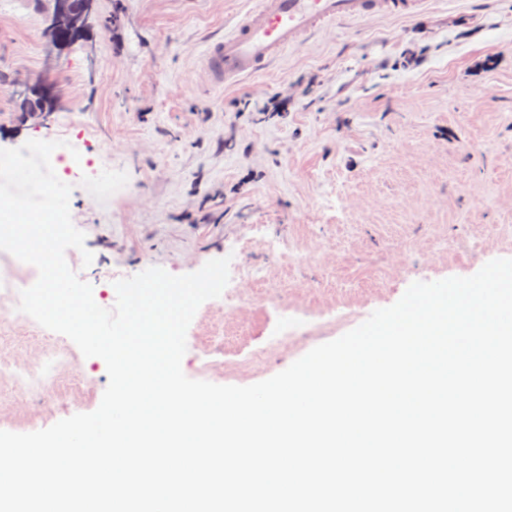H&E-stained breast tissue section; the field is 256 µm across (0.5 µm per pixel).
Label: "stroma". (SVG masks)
<instances>
[{
	"mask_svg": "<svg viewBox=\"0 0 512 512\" xmlns=\"http://www.w3.org/2000/svg\"><path fill=\"white\" fill-rule=\"evenodd\" d=\"M255 2L100 0L86 36L51 64L52 0L0 5V148L57 140V163L70 156L66 121L84 129L97 173L72 183L85 247L66 258L104 308L119 279L153 266L192 273L251 238L276 304L260 296L237 314L216 307L188 327L184 374L219 385L276 375L413 282L512 258V0H424L407 19L345 22L264 73L218 85L205 45ZM420 48V65L394 67ZM26 80L54 86L45 118L18 111L14 90ZM274 93L294 99L286 117L232 111L240 98ZM250 171L257 180L230 194ZM201 209L212 223L183 221ZM284 310L310 324L280 342ZM51 337L38 324H0V361L27 366ZM69 356L38 392L0 376V430L30 433L99 406L105 362L75 346Z\"/></svg>",
	"mask_w": 512,
	"mask_h": 512,
	"instance_id": "1",
	"label": "stroma"
}]
</instances>
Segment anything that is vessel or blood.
I'll list each match as a JSON object with an SVG mask.
<instances>
[{"label": "vessel or blood", "instance_id": "obj_1", "mask_svg": "<svg viewBox=\"0 0 512 512\" xmlns=\"http://www.w3.org/2000/svg\"><path fill=\"white\" fill-rule=\"evenodd\" d=\"M421 0H258L224 37L205 48V67L216 83L229 84L265 71L288 48L341 21L376 16L408 17Z\"/></svg>", "mask_w": 512, "mask_h": 512}]
</instances>
